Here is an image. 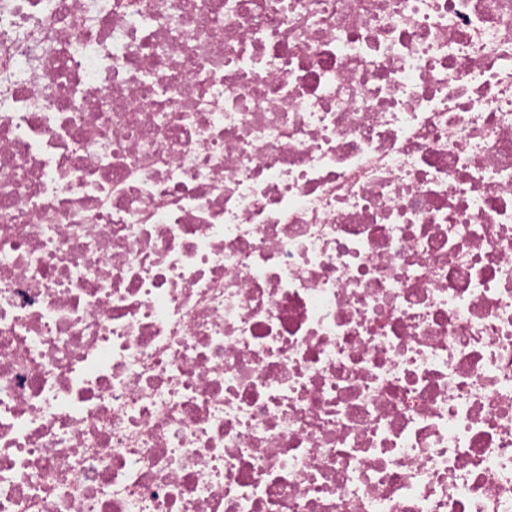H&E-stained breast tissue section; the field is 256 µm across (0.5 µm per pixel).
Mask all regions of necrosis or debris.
<instances>
[{
  "label": "necrosis or debris",
  "instance_id": "1",
  "mask_svg": "<svg viewBox=\"0 0 512 512\" xmlns=\"http://www.w3.org/2000/svg\"><path fill=\"white\" fill-rule=\"evenodd\" d=\"M0 512H512V0H0Z\"/></svg>",
  "mask_w": 512,
  "mask_h": 512
}]
</instances>
